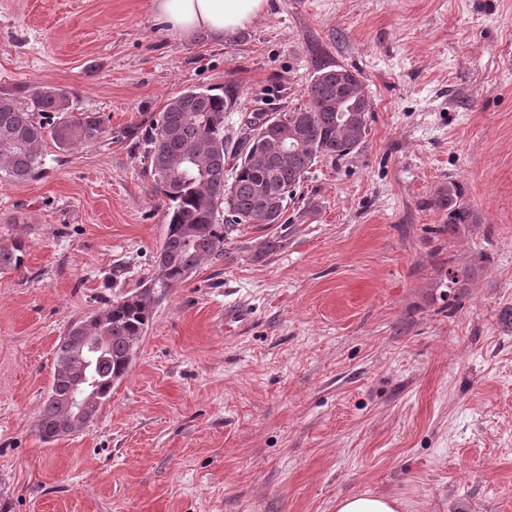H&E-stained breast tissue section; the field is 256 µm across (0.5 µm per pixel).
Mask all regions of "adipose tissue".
<instances>
[{
    "mask_svg": "<svg viewBox=\"0 0 512 512\" xmlns=\"http://www.w3.org/2000/svg\"><path fill=\"white\" fill-rule=\"evenodd\" d=\"M267 0H151L154 17L176 39L237 34L265 10Z\"/></svg>",
    "mask_w": 512,
    "mask_h": 512,
    "instance_id": "1",
    "label": "adipose tissue"
}]
</instances>
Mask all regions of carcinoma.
<instances>
[{
  "instance_id": "carcinoma-1",
  "label": "carcinoma",
  "mask_w": 512,
  "mask_h": 512,
  "mask_svg": "<svg viewBox=\"0 0 512 512\" xmlns=\"http://www.w3.org/2000/svg\"><path fill=\"white\" fill-rule=\"evenodd\" d=\"M345 68L319 67L307 89L302 106L280 111L294 145L281 152L256 135L254 121L249 134L233 152L224 145V114L237 103L234 95L210 89H188L169 99L145 136L156 191L166 203L167 231L160 249L165 272L154 285L169 288L183 282L204 260L224 254V244L242 224L278 228L277 235L260 243L258 254L282 246L286 240L285 214L288 199L305 175L323 159L339 160L356 148L365 135L368 113L344 126L337 117L342 97L340 75ZM52 113L45 124L36 113ZM107 132L94 112H75L70 94L62 88L42 86L20 107L8 95H0V173L11 183H26L38 176L43 165L42 147L51 139L58 149L98 143ZM231 166L230 219H224V172ZM448 209V231L478 223V216L462 200L454 182L439 195ZM25 242L15 238L0 245V274L19 270L24 264ZM151 289L113 301L89 320L76 323L55 347L51 389L41 410L37 432L47 441L59 439L84 427L71 413L68 401L74 393L71 375L86 368L87 349L82 336L103 339L104 350L94 365L98 379L96 399L90 410L98 412L112 394V379L124 377L127 351L144 335L153 317Z\"/></svg>"
}]
</instances>
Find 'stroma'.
Listing matches in <instances>:
<instances>
[{
    "instance_id": "obj_1",
    "label": "stroma",
    "mask_w": 512,
    "mask_h": 512,
    "mask_svg": "<svg viewBox=\"0 0 512 512\" xmlns=\"http://www.w3.org/2000/svg\"><path fill=\"white\" fill-rule=\"evenodd\" d=\"M360 79L366 133L289 201L283 248L244 224L156 289L128 374L80 432L36 424L74 322L155 273L165 203L144 133L168 100L233 91L224 136ZM66 88L107 136L0 179V512H512V0H268L234 37L174 40L150 0H0V95ZM456 181L477 224L448 231ZM464 279L448 285L447 270ZM25 242L15 238L7 245H0V274L19 270L24 264ZM401 507L396 498L369 492L340 498L336 502V512H399Z\"/></svg>"
}]
</instances>
